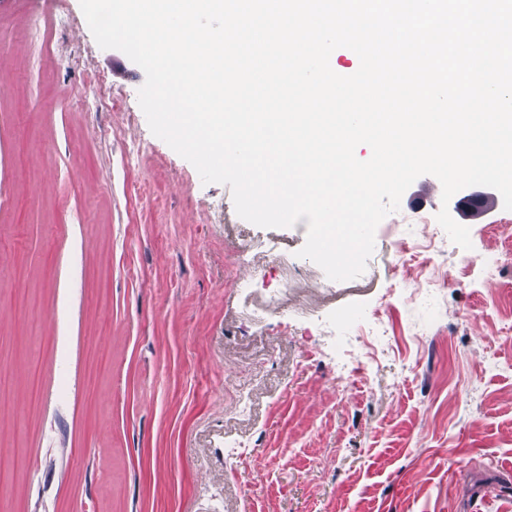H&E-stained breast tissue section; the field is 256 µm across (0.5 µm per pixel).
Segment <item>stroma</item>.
Returning a JSON list of instances; mask_svg holds the SVG:
<instances>
[{"label": "stroma", "instance_id": "stroma-1", "mask_svg": "<svg viewBox=\"0 0 512 512\" xmlns=\"http://www.w3.org/2000/svg\"><path fill=\"white\" fill-rule=\"evenodd\" d=\"M144 81L79 0H0V512H512L499 192L420 176L332 281L306 220L245 221L151 133Z\"/></svg>", "mask_w": 512, "mask_h": 512}]
</instances>
